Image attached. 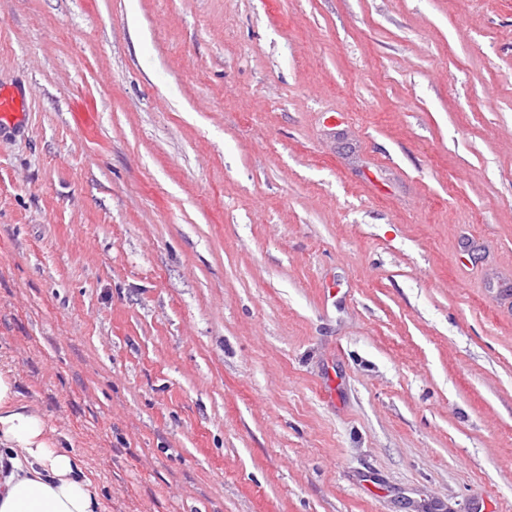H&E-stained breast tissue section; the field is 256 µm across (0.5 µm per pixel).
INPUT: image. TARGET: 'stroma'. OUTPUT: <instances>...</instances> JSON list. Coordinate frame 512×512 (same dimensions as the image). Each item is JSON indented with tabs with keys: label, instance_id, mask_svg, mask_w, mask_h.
<instances>
[{
	"label": "stroma",
	"instance_id": "1",
	"mask_svg": "<svg viewBox=\"0 0 512 512\" xmlns=\"http://www.w3.org/2000/svg\"><path fill=\"white\" fill-rule=\"evenodd\" d=\"M0 361L105 512H512V0H0ZM26 116L25 92L14 86H0V137L19 132Z\"/></svg>",
	"mask_w": 512,
	"mask_h": 512
}]
</instances>
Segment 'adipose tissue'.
I'll return each instance as SVG.
<instances>
[{
  "mask_svg": "<svg viewBox=\"0 0 512 512\" xmlns=\"http://www.w3.org/2000/svg\"><path fill=\"white\" fill-rule=\"evenodd\" d=\"M0 512H103L98 486L61 449L42 412L0 365Z\"/></svg>",
  "mask_w": 512,
  "mask_h": 512,
  "instance_id": "obj_1",
  "label": "adipose tissue"
}]
</instances>
